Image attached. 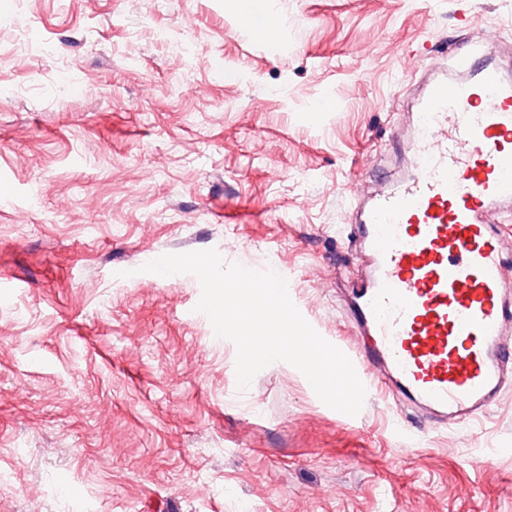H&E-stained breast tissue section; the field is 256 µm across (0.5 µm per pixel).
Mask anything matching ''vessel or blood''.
I'll list each match as a JSON object with an SVG mask.
<instances>
[{
    "label": "vessel or blood",
    "instance_id": "vessel-or-blood-1",
    "mask_svg": "<svg viewBox=\"0 0 512 512\" xmlns=\"http://www.w3.org/2000/svg\"><path fill=\"white\" fill-rule=\"evenodd\" d=\"M500 43L433 62L411 109V168L350 215L366 266L360 380L410 397L433 427L489 413L512 386V65Z\"/></svg>",
    "mask_w": 512,
    "mask_h": 512
}]
</instances>
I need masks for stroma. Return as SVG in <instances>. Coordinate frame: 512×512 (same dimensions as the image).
I'll use <instances>...</instances> for the list:
<instances>
[{
  "mask_svg": "<svg viewBox=\"0 0 512 512\" xmlns=\"http://www.w3.org/2000/svg\"><path fill=\"white\" fill-rule=\"evenodd\" d=\"M268 5L271 41L231 0H0V512H512V388L426 433L284 361L242 389L198 279L141 270L217 250L357 347L350 192L429 57L512 34V0Z\"/></svg>",
  "mask_w": 512,
  "mask_h": 512,
  "instance_id": "1",
  "label": "stroma"
}]
</instances>
